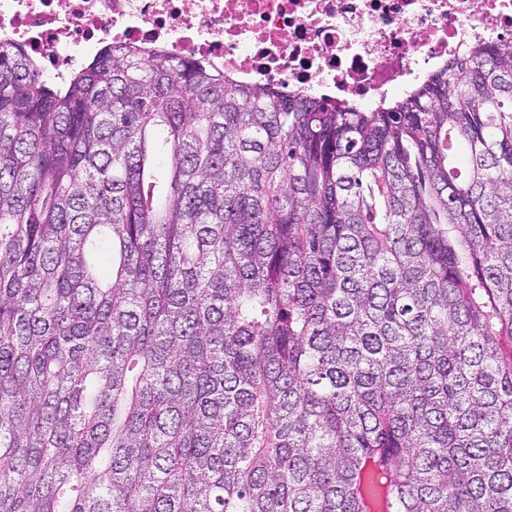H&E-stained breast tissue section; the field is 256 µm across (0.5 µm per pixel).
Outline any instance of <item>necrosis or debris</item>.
Returning <instances> with one entry per match:
<instances>
[{"instance_id": "obj_1", "label": "necrosis or debris", "mask_w": 512, "mask_h": 512, "mask_svg": "<svg viewBox=\"0 0 512 512\" xmlns=\"http://www.w3.org/2000/svg\"><path fill=\"white\" fill-rule=\"evenodd\" d=\"M0 41L57 78L121 42L379 107L476 43L512 46V0H0Z\"/></svg>"}]
</instances>
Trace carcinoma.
<instances>
[{"instance_id": "1", "label": "carcinoma", "mask_w": 512, "mask_h": 512, "mask_svg": "<svg viewBox=\"0 0 512 512\" xmlns=\"http://www.w3.org/2000/svg\"><path fill=\"white\" fill-rule=\"evenodd\" d=\"M512 51L378 111L0 42V512H512Z\"/></svg>"}]
</instances>
